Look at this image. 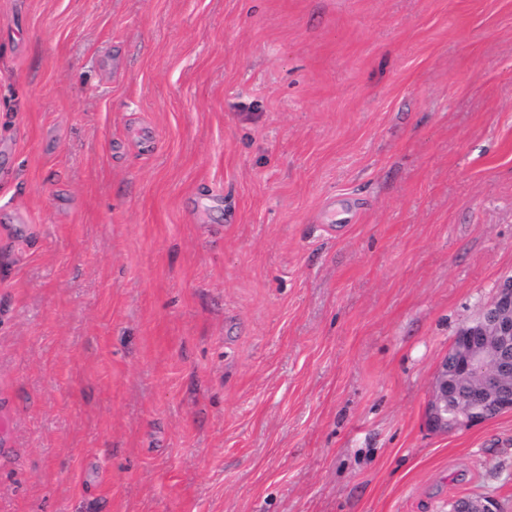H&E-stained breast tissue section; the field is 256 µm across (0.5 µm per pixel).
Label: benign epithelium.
<instances>
[{"mask_svg":"<svg viewBox=\"0 0 512 512\" xmlns=\"http://www.w3.org/2000/svg\"><path fill=\"white\" fill-rule=\"evenodd\" d=\"M504 413H512V276L457 332L435 375L426 422L449 433Z\"/></svg>","mask_w":512,"mask_h":512,"instance_id":"benign-epithelium-1","label":"benign epithelium"}]
</instances>
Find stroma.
I'll use <instances>...</instances> for the list:
<instances>
[{
	"label": "stroma",
	"mask_w": 512,
	"mask_h": 512,
	"mask_svg": "<svg viewBox=\"0 0 512 512\" xmlns=\"http://www.w3.org/2000/svg\"><path fill=\"white\" fill-rule=\"evenodd\" d=\"M509 276L512 0H0V512H512ZM504 413H512V276L457 332L435 375L426 422L449 433Z\"/></svg>",
	"instance_id": "35a3bbf8"
}]
</instances>
